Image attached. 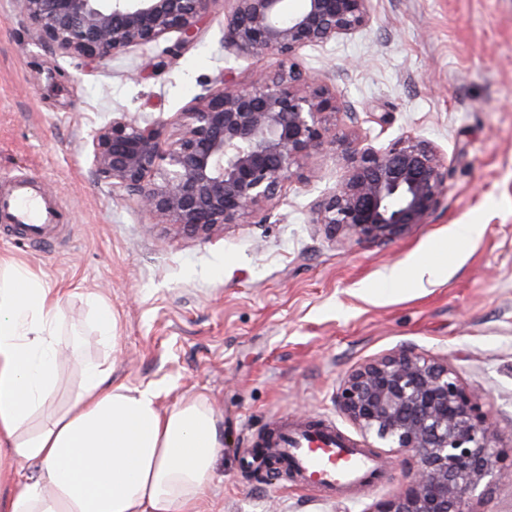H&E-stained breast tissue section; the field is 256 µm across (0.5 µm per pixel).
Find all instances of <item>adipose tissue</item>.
<instances>
[{
	"label": "adipose tissue",
	"mask_w": 512,
	"mask_h": 512,
	"mask_svg": "<svg viewBox=\"0 0 512 512\" xmlns=\"http://www.w3.org/2000/svg\"><path fill=\"white\" fill-rule=\"evenodd\" d=\"M62 299L30 267L0 257V512H198L222 446L201 396L161 408L157 388L81 363L69 403L39 428L59 386Z\"/></svg>",
	"instance_id": "adipose-tissue-1"
}]
</instances>
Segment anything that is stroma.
I'll use <instances>...</instances> for the list:
<instances>
[{"label": "stroma", "mask_w": 512, "mask_h": 512, "mask_svg": "<svg viewBox=\"0 0 512 512\" xmlns=\"http://www.w3.org/2000/svg\"><path fill=\"white\" fill-rule=\"evenodd\" d=\"M176 36L89 61L40 44L17 0H0V189L39 181L61 212L42 243H0L62 298L60 331L86 361L152 385L168 408L201 395L223 446L200 512H369L405 482L404 457L377 449L378 487L328 492L257 467L248 455L274 424L324 420L357 447L370 440L336 409L359 365L403 345L447 358L512 450V0H372L371 24L296 60L325 77L341 111L339 146L317 175L284 185L275 204L208 237L161 223L99 181L91 141L113 113L166 121L219 76L260 80L273 59L224 45L213 0L194 44ZM411 135L448 159V191L426 223L367 243L328 237L311 207L347 171V154ZM462 224L477 233L460 238ZM441 250L444 269L415 287L413 264ZM401 270L388 286L391 269ZM118 322L99 334L94 300Z\"/></svg>", "instance_id": "stroma-1"}]
</instances>
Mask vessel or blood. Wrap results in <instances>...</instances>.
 I'll list each match as a JSON object with an SVG mask.
<instances>
[{"label": "vessel or blood", "mask_w": 512, "mask_h": 512, "mask_svg": "<svg viewBox=\"0 0 512 512\" xmlns=\"http://www.w3.org/2000/svg\"><path fill=\"white\" fill-rule=\"evenodd\" d=\"M58 221L57 208L41 195L35 182L19 181L0 193V239L34 243L45 225ZM255 455L277 465L281 474L331 489L373 481L379 468L365 449L321 423L276 425L259 439Z\"/></svg>", "instance_id": "vessel-or-blood-1"}]
</instances>
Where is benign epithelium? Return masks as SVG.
<instances>
[{
  "label": "benign epithelium",
  "mask_w": 512,
  "mask_h": 512,
  "mask_svg": "<svg viewBox=\"0 0 512 512\" xmlns=\"http://www.w3.org/2000/svg\"><path fill=\"white\" fill-rule=\"evenodd\" d=\"M212 0H19L39 41L88 60L180 34L192 44ZM224 45L277 59L258 83L223 81L179 113L181 133L125 116L92 140L95 173L161 222L194 236L242 224L305 178L312 158L336 143V96L296 62L305 47L347 38L372 21L371 0H226ZM347 174L312 206L330 236L386 241L426 223L447 192L448 161L428 141L401 137L348 154ZM342 415L412 461L407 482L376 512H472L488 477L512 475L493 445L489 411L446 359L411 348L351 370L336 394Z\"/></svg>",
  "instance_id": "7a95c632"
}]
</instances>
